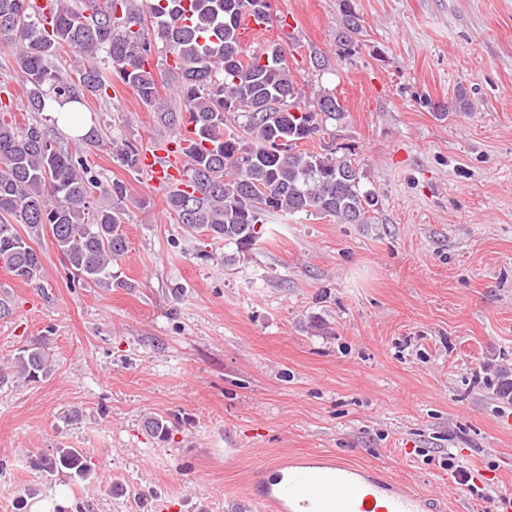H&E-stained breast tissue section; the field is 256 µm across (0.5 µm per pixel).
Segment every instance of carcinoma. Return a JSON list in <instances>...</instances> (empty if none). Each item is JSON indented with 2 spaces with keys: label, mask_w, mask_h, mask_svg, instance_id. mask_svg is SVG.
I'll list each match as a JSON object with an SVG mask.
<instances>
[{
  "label": "carcinoma",
  "mask_w": 512,
  "mask_h": 512,
  "mask_svg": "<svg viewBox=\"0 0 512 512\" xmlns=\"http://www.w3.org/2000/svg\"><path fill=\"white\" fill-rule=\"evenodd\" d=\"M0 0V49L10 52L33 112L49 98L79 104L104 100L112 78L158 114L174 137L191 128L180 187L166 192L170 214L188 232L233 242L245 251L264 234L272 213L318 214L340 224H369L378 198L360 189L352 154L337 155L325 142L330 121L347 113L334 92L321 88L304 101L282 43L242 46L240 17L260 16L267 0ZM360 33L349 13L339 36L343 53L356 52ZM79 60L63 72L64 53ZM172 57V63L158 61ZM171 84L179 110L164 104L160 87ZM0 100V264L17 279H40L41 255L32 246L49 235L68 270L84 287L133 288L112 274L128 251L122 224L130 201L127 184L103 182L82 146H104L131 173L142 170V149L119 138L103 141L97 129L78 140L53 138L46 126L7 120ZM241 119L238 128L230 120ZM14 375L38 381L52 374L50 337L20 347ZM160 441L171 435L163 417L146 421ZM49 481L63 474L73 482L91 476L77 448L58 447L32 462Z\"/></svg>",
  "instance_id": "obj_1"
}]
</instances>
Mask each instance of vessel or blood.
I'll list each match as a JSON object with an SVG mask.
<instances>
[{
  "label": "vessel or blood",
  "instance_id": "1",
  "mask_svg": "<svg viewBox=\"0 0 512 512\" xmlns=\"http://www.w3.org/2000/svg\"><path fill=\"white\" fill-rule=\"evenodd\" d=\"M143 166L151 187L180 180L176 143L146 150ZM246 502L260 512H438L435 498L381 470L327 456L269 465L251 484Z\"/></svg>",
  "mask_w": 512,
  "mask_h": 512
}]
</instances>
